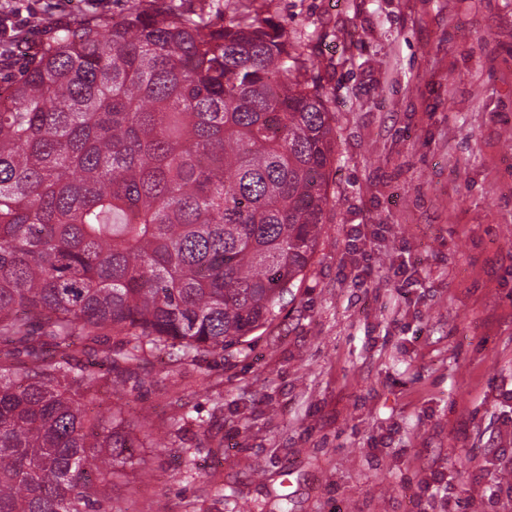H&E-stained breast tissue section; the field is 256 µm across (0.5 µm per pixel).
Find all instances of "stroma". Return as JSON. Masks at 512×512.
<instances>
[{"mask_svg":"<svg viewBox=\"0 0 512 512\" xmlns=\"http://www.w3.org/2000/svg\"><path fill=\"white\" fill-rule=\"evenodd\" d=\"M268 19L335 114L320 245L277 318L182 365L112 337L98 404L148 407L133 512H512V0H175ZM131 0H38L62 22ZM185 422H177L180 410Z\"/></svg>","mask_w":512,"mask_h":512,"instance_id":"stroma-1","label":"stroma"}]
</instances>
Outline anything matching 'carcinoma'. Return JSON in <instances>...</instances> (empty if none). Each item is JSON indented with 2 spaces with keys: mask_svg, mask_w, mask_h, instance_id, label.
Wrapping results in <instances>:
<instances>
[{
  "mask_svg": "<svg viewBox=\"0 0 512 512\" xmlns=\"http://www.w3.org/2000/svg\"><path fill=\"white\" fill-rule=\"evenodd\" d=\"M257 20L135 3L45 46L0 101V512H129L113 480L154 442L146 415L87 403L121 335L183 364L273 320L320 240L334 113ZM33 340L29 345L6 344L0 343V358L4 360L8 358L15 365H22L27 362L26 346L34 345L37 349L42 351L46 356L53 353L52 341L42 334L38 326H34L31 332Z\"/></svg>",
  "mask_w": 512,
  "mask_h": 512,
  "instance_id": "obj_1",
  "label": "carcinoma"
}]
</instances>
